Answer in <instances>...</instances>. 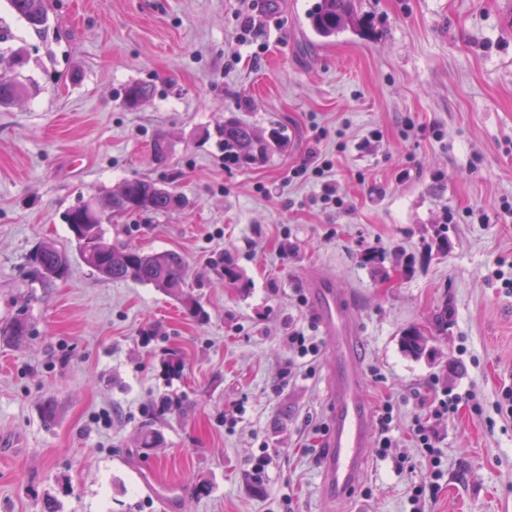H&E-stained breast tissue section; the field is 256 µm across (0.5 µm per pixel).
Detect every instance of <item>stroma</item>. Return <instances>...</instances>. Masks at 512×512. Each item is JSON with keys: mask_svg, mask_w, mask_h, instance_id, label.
I'll list each match as a JSON object with an SVG mask.
<instances>
[{"mask_svg": "<svg viewBox=\"0 0 512 512\" xmlns=\"http://www.w3.org/2000/svg\"><path fill=\"white\" fill-rule=\"evenodd\" d=\"M314 2L47 0L38 34L0 0V35L36 82L0 107V323L21 312L31 330L0 341V512L49 496L60 512H414L415 487L435 482L427 512H512V418L429 408L448 393L491 406L512 379V0H360L363 29L330 41L307 25ZM134 82L156 92L130 110ZM229 117L285 127L288 143L225 166ZM161 136L165 166L150 155ZM323 160L325 179L301 173ZM135 175L187 204L107 235L181 253L204 320L75 251L65 279L30 285L36 244L69 242L63 211ZM326 182L343 207L323 203ZM319 274L350 295L370 409L396 405L391 448L339 502L318 475L332 361ZM412 329L428 338L417 357L400 345ZM295 330L316 356L292 355ZM419 416L440 466L417 446ZM147 431L155 447H140Z\"/></svg>", "mask_w": 512, "mask_h": 512, "instance_id": "35a3bbf8", "label": "stroma"}]
</instances>
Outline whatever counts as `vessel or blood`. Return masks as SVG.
Wrapping results in <instances>:
<instances>
[{"instance_id": "obj_1", "label": "vessel or blood", "mask_w": 512, "mask_h": 512, "mask_svg": "<svg viewBox=\"0 0 512 512\" xmlns=\"http://www.w3.org/2000/svg\"><path fill=\"white\" fill-rule=\"evenodd\" d=\"M310 289L322 332L336 350L326 379L331 412L323 440L320 483L327 493L342 498L365 473L366 449L374 438L375 421L361 396L364 373L351 303L334 279H316Z\"/></svg>"}]
</instances>
